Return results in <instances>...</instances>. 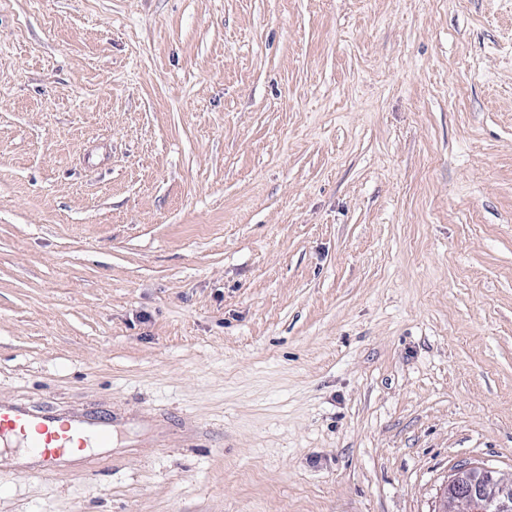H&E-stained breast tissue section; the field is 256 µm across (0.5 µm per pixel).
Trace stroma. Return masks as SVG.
<instances>
[{
    "label": "stroma",
    "instance_id": "35a3bbf8",
    "mask_svg": "<svg viewBox=\"0 0 512 512\" xmlns=\"http://www.w3.org/2000/svg\"><path fill=\"white\" fill-rule=\"evenodd\" d=\"M0 401L113 421L0 512L511 475L512 0H0Z\"/></svg>",
    "mask_w": 512,
    "mask_h": 512
}]
</instances>
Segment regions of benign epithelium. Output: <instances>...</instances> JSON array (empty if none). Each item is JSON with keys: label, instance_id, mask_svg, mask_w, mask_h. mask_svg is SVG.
I'll use <instances>...</instances> for the list:
<instances>
[{"label": "benign epithelium", "instance_id": "7a95c632", "mask_svg": "<svg viewBox=\"0 0 512 512\" xmlns=\"http://www.w3.org/2000/svg\"><path fill=\"white\" fill-rule=\"evenodd\" d=\"M458 503L464 512H512V477L484 465H462L448 479L435 512H457Z\"/></svg>", "mask_w": 512, "mask_h": 512}]
</instances>
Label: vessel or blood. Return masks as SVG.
I'll list each match as a JSON object with an SVG mask.
<instances>
[{"label":"vessel or blood","instance_id":"vessel-or-blood-1","mask_svg":"<svg viewBox=\"0 0 512 512\" xmlns=\"http://www.w3.org/2000/svg\"><path fill=\"white\" fill-rule=\"evenodd\" d=\"M91 442L101 448L111 447V422L0 403V445L16 443L38 449L43 472H51L66 452Z\"/></svg>","mask_w":512,"mask_h":512}]
</instances>
